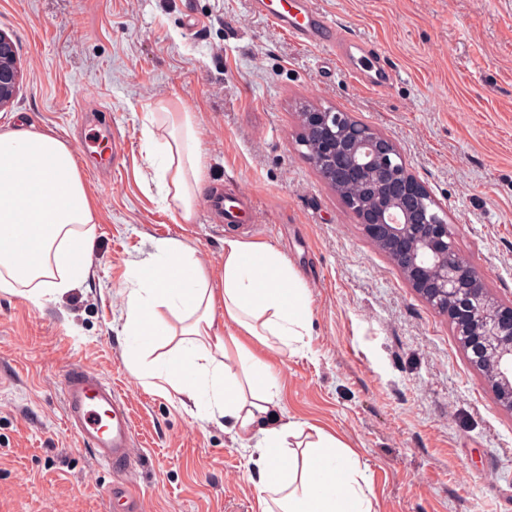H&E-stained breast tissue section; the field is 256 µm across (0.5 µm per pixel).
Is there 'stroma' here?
<instances>
[{"mask_svg":"<svg viewBox=\"0 0 512 512\" xmlns=\"http://www.w3.org/2000/svg\"><path fill=\"white\" fill-rule=\"evenodd\" d=\"M314 3L386 56L387 89L298 45L251 0H0L22 71L0 133L32 124L75 147L105 134L115 152L80 158L96 203L88 279L41 307L0 294V512H113L117 474L66 421L61 378L75 366L128 407L142 512H256L239 443L179 396L147 392L120 332L132 262L177 240L219 288L231 236L270 244L306 284V345L274 359L281 402L360 454L377 512H512V412L298 144L307 104L392 139L457 253L512 302V0ZM146 103L193 112L202 191L245 197L238 223L202 206L183 224L162 202Z\"/></svg>","mask_w":512,"mask_h":512,"instance_id":"obj_1","label":"stroma"}]
</instances>
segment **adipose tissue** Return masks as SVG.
I'll return each mask as SVG.
<instances>
[{"label": "adipose tissue", "mask_w": 512, "mask_h": 512, "mask_svg": "<svg viewBox=\"0 0 512 512\" xmlns=\"http://www.w3.org/2000/svg\"><path fill=\"white\" fill-rule=\"evenodd\" d=\"M159 118L167 138L144 132L154 177L163 201L192 224L202 186L194 115L167 109ZM94 213L71 145L49 131L0 133V293L39 306L86 280ZM131 279L122 313L128 370L151 391L180 395L183 408L223 418L253 467L257 512H375L358 454L280 402L267 354L303 342L310 299L279 251L225 239L223 286L215 289L190 249L160 241ZM166 311L181 329L166 323ZM160 346L169 357L148 361Z\"/></svg>", "instance_id": "obj_1"}]
</instances>
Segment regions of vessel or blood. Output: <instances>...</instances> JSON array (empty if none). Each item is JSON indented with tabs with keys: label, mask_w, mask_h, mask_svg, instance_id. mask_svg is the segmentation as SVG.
<instances>
[{
	"label": "vessel or blood",
	"mask_w": 512,
	"mask_h": 512,
	"mask_svg": "<svg viewBox=\"0 0 512 512\" xmlns=\"http://www.w3.org/2000/svg\"><path fill=\"white\" fill-rule=\"evenodd\" d=\"M258 12L278 25L292 40L304 46H325L364 85L378 89L391 79L384 57L366 39L349 34L315 8L312 0H254ZM209 207L220 221L234 223L240 202L212 195ZM66 418L100 462L122 471L131 465L133 428L118 392L94 372L81 369L62 381Z\"/></svg>",
	"instance_id": "vessel-or-blood-1"
}]
</instances>
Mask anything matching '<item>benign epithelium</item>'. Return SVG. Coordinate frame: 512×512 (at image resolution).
Segmentation results:
<instances>
[{
	"instance_id": "7a95c632",
	"label": "benign epithelium",
	"mask_w": 512,
	"mask_h": 512,
	"mask_svg": "<svg viewBox=\"0 0 512 512\" xmlns=\"http://www.w3.org/2000/svg\"><path fill=\"white\" fill-rule=\"evenodd\" d=\"M19 79L16 44L0 31V109L14 100ZM299 121L300 141L313 150L324 181L410 286L448 316L498 405L512 412V303L492 298L477 269L449 257L447 221L427 218L429 193L408 171L395 142L321 108L304 110ZM353 180L364 184L366 198H348L344 182Z\"/></svg>"
}]
</instances>
